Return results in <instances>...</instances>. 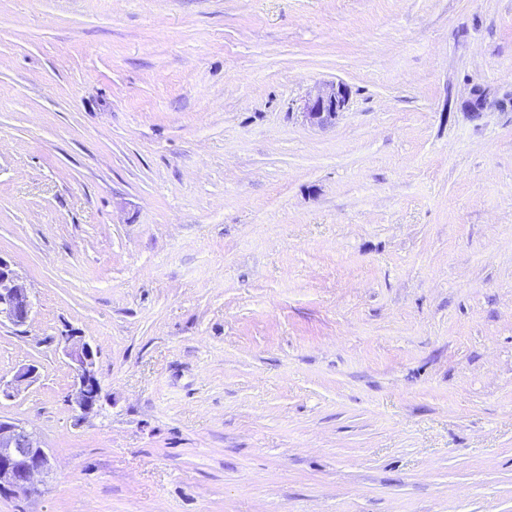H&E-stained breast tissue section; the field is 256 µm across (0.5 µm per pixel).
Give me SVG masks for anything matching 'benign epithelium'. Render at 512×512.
Returning <instances> with one entry per match:
<instances>
[{"label": "benign epithelium", "mask_w": 512, "mask_h": 512, "mask_svg": "<svg viewBox=\"0 0 512 512\" xmlns=\"http://www.w3.org/2000/svg\"><path fill=\"white\" fill-rule=\"evenodd\" d=\"M349 103V89L343 83H330L317 89L305 101L302 116L312 126H327L345 112ZM493 105L481 89L473 92L468 103L470 115L478 118ZM34 307L26 283L12 264L0 256V324L8 322L20 329L32 321ZM64 354L74 372V382L68 402L84 414L98 405L101 385L96 373L95 352L90 343L79 336L64 337ZM37 368L24 365L7 382L0 380V397L10 399L18 395L21 386L34 378ZM50 467L49 450L42 447L26 426L11 418L0 416V492H31L37 475Z\"/></svg>", "instance_id": "obj_1"}]
</instances>
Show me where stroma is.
Listing matches in <instances>:
<instances>
[{"label": "stroma", "mask_w": 512, "mask_h": 512, "mask_svg": "<svg viewBox=\"0 0 512 512\" xmlns=\"http://www.w3.org/2000/svg\"><path fill=\"white\" fill-rule=\"evenodd\" d=\"M326 82L347 110L300 115ZM512 0H0V512H512ZM96 352L97 414L58 338ZM349 103V89L344 83H330L319 87L308 97L301 112L304 120L312 126H327L345 112ZM34 307L26 283L12 264L0 257V324L7 321L13 327H27ZM37 374V368L34 365H24L18 368L10 381L0 380V398H14L20 392L21 386L34 378ZM50 467V454L26 426L0 416V492L34 490L37 475Z\"/></svg>", "instance_id": "1"}]
</instances>
